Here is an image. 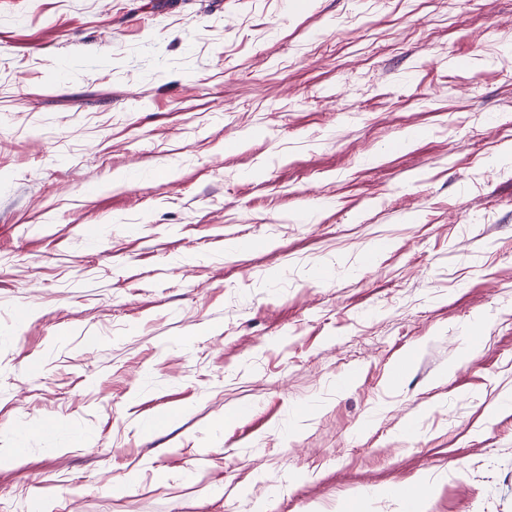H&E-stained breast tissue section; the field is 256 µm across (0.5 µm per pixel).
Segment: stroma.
Here are the masks:
<instances>
[{
	"label": "stroma",
	"instance_id": "1",
	"mask_svg": "<svg viewBox=\"0 0 512 512\" xmlns=\"http://www.w3.org/2000/svg\"><path fill=\"white\" fill-rule=\"evenodd\" d=\"M20 441L0 512H512V0H0Z\"/></svg>",
	"mask_w": 512,
	"mask_h": 512
}]
</instances>
